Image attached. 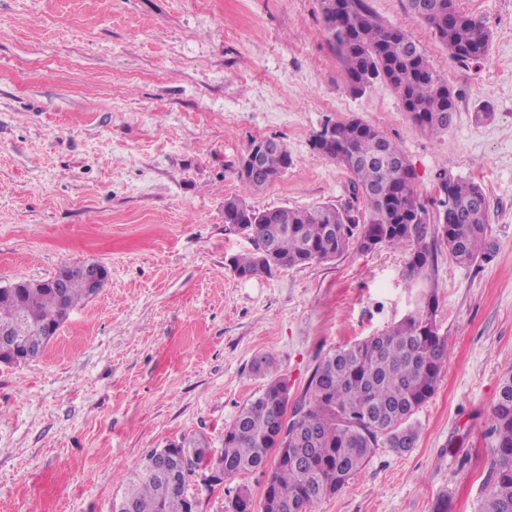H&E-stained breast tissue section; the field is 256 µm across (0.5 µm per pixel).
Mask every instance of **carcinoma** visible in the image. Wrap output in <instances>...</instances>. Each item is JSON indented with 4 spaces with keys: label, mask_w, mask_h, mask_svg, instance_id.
<instances>
[{
    "label": "carcinoma",
    "mask_w": 512,
    "mask_h": 512,
    "mask_svg": "<svg viewBox=\"0 0 512 512\" xmlns=\"http://www.w3.org/2000/svg\"><path fill=\"white\" fill-rule=\"evenodd\" d=\"M414 18L459 62L478 60L488 51L490 31L483 21L461 12L456 0H407ZM321 8L325 31L338 26L331 49L340 58L346 83L355 95L378 81L400 97L412 121L432 135L448 130L455 99L421 49L403 30L382 24L365 0H333ZM336 141L318 145L328 129ZM270 149L256 163L239 160L238 178L248 191L261 190L293 164L287 147L269 139ZM312 147L351 175L353 201L344 206H287L254 210L243 195L224 198L227 230L241 232L253 250L229 259L241 278L276 270L331 262L351 251L382 246L411 248L406 278L417 289L412 314L384 332L327 354L316 366L306 391L289 404L287 382L272 363L255 364L266 384L224 430V448L211 450L202 437L183 441L224 465L232 479L274 464L263 497V512H312L317 501L335 494L361 471L383 443L397 451L413 446L412 416L435 392L448 361V337L436 322L438 301L429 286L434 247L442 242L460 265L488 261L494 252L483 187L457 179L448 169L437 175L447 200H438V223L428 203L415 193L416 173L401 148L359 119L325 123ZM89 299L82 278L70 276L63 288H20L14 299H0V326L14 327L29 348L26 361L38 358L51 340L41 335L62 326L61 313ZM486 435L493 461L480 512H512V369L502 376ZM193 471L173 459L149 452L124 477L120 503L113 512H190L187 486Z\"/></svg>",
    "instance_id": "cac0c4a2"
}]
</instances>
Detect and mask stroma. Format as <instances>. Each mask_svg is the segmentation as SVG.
<instances>
[{"label": "stroma", "instance_id": "1", "mask_svg": "<svg viewBox=\"0 0 512 512\" xmlns=\"http://www.w3.org/2000/svg\"><path fill=\"white\" fill-rule=\"evenodd\" d=\"M405 31L455 96L447 131H421L379 83L356 96L319 0H0V286L45 281L86 261L108 270L43 355L0 366V512H111L121 479L181 436L224 446V430L272 360L291 398L326 354L381 333L412 308L409 253L382 247L238 277L249 240L224 224V199L257 210L340 205L351 175L314 151L326 120L357 118L396 142L422 199L440 169L483 186L496 253L470 266L438 249L435 292L448 362L415 412L413 448H375L313 512H479L492 462L485 436L512 367V0H457L491 34L461 64L407 0H366ZM492 117L474 118L480 106ZM293 164L245 192L235 172L256 139ZM267 474L208 488L261 501Z\"/></svg>", "mask_w": 512, "mask_h": 512}]
</instances>
